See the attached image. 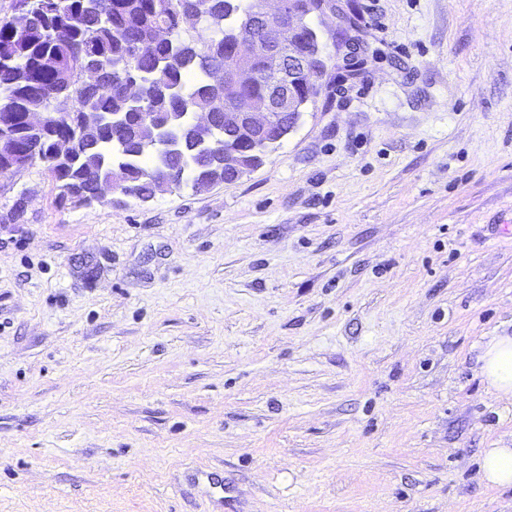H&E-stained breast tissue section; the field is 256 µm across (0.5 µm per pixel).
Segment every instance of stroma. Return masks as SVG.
Listing matches in <instances>:
<instances>
[{"instance_id": "1", "label": "stroma", "mask_w": 512, "mask_h": 512, "mask_svg": "<svg viewBox=\"0 0 512 512\" xmlns=\"http://www.w3.org/2000/svg\"><path fill=\"white\" fill-rule=\"evenodd\" d=\"M323 90L230 184L0 175V512H512V0H335ZM478 362L487 389L501 402L512 403V336H489ZM481 479L491 487H512V448H487L480 460Z\"/></svg>"}]
</instances>
